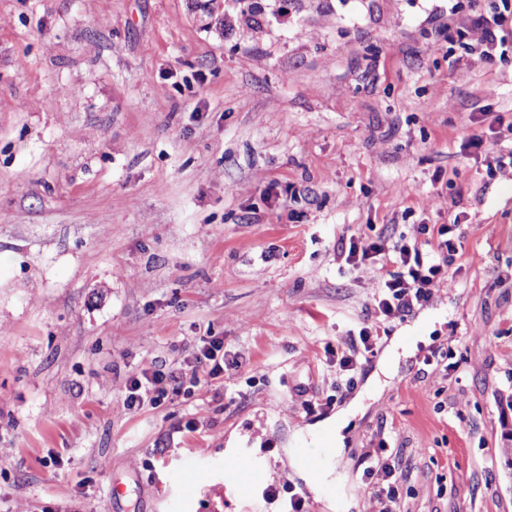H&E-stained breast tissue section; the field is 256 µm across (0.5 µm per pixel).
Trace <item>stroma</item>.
Listing matches in <instances>:
<instances>
[{"mask_svg":"<svg viewBox=\"0 0 512 512\" xmlns=\"http://www.w3.org/2000/svg\"><path fill=\"white\" fill-rule=\"evenodd\" d=\"M447 8L0 0V512H371L385 460L398 512H512V143L463 147L512 121V63L450 48ZM452 221L457 274L337 393L375 316L350 237ZM203 336L223 381L125 407ZM256 472L255 463L247 456L238 455L224 460V479L228 483L238 484Z\"/></svg>","mask_w":512,"mask_h":512,"instance_id":"stroma-1","label":"stroma"}]
</instances>
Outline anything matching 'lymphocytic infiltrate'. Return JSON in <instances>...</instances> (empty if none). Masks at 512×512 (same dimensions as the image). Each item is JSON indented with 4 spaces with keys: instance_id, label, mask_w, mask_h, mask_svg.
<instances>
[{
    "instance_id": "obj_1",
    "label": "lymphocytic infiltrate",
    "mask_w": 512,
    "mask_h": 512,
    "mask_svg": "<svg viewBox=\"0 0 512 512\" xmlns=\"http://www.w3.org/2000/svg\"><path fill=\"white\" fill-rule=\"evenodd\" d=\"M448 15L463 17L459 35L474 60L487 64L512 61V0H448ZM458 253L450 224L419 225L417 236L402 234L391 244L379 236L350 238L344 252L346 265L375 273V319L360 328L350 354L339 359L342 375L353 376L377 354L385 323L404 319L447 284ZM227 366L223 339H201L184 370L144 369L129 377L124 403L131 410L161 405L201 383L223 379Z\"/></svg>"
}]
</instances>
